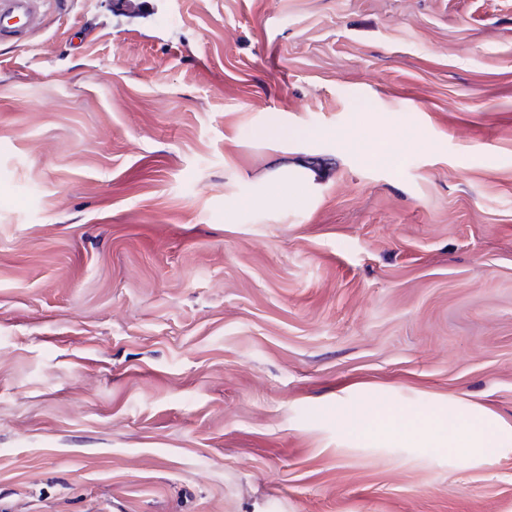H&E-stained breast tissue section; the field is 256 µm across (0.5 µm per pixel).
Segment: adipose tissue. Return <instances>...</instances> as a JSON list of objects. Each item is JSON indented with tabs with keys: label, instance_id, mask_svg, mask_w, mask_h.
<instances>
[{
	"label": "adipose tissue",
	"instance_id": "1",
	"mask_svg": "<svg viewBox=\"0 0 512 512\" xmlns=\"http://www.w3.org/2000/svg\"><path fill=\"white\" fill-rule=\"evenodd\" d=\"M350 433L367 438H399L432 448H454L460 462L490 461L495 449L512 442V429L501 425L486 409L462 410L449 407L447 417L433 416L413 423L396 412L372 417L355 411L345 417Z\"/></svg>",
	"mask_w": 512,
	"mask_h": 512
}]
</instances>
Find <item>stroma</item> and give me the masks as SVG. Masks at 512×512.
Listing matches in <instances>:
<instances>
[{
  "instance_id": "35a3bbf8",
  "label": "stroma",
  "mask_w": 512,
  "mask_h": 512,
  "mask_svg": "<svg viewBox=\"0 0 512 512\" xmlns=\"http://www.w3.org/2000/svg\"><path fill=\"white\" fill-rule=\"evenodd\" d=\"M284 155L326 178L268 190ZM451 404L512 427V0H62L0 43V512H512V443L339 416ZM345 421L350 433L372 439L399 438L429 446L426 448H442L447 441L462 463L488 462L495 448L512 442V429L501 425L492 412L483 408L462 410L448 406V418L426 417L418 426L392 410L377 418L355 411L346 414Z\"/></svg>"
}]
</instances>
